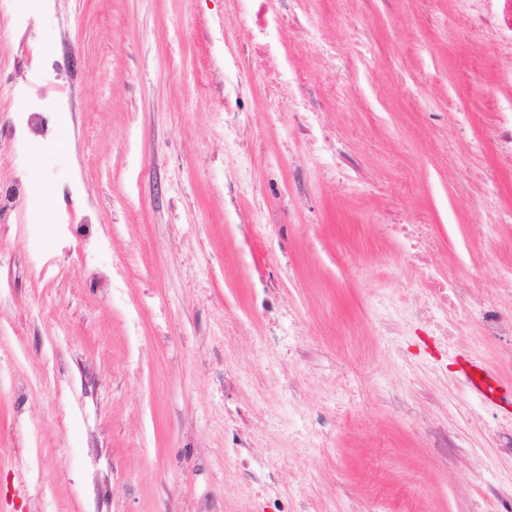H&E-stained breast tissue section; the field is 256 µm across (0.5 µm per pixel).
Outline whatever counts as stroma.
Segmentation results:
<instances>
[{"label": "stroma", "mask_w": 512, "mask_h": 512, "mask_svg": "<svg viewBox=\"0 0 512 512\" xmlns=\"http://www.w3.org/2000/svg\"><path fill=\"white\" fill-rule=\"evenodd\" d=\"M278 7L301 78L273 119L251 56L224 100V46L247 44L230 0H40L21 27L0 8V512H390L402 489L493 512L512 478L507 412L460 375L478 362L512 395V368L474 328L431 339L380 233L431 225L449 277L488 291L512 265L503 0ZM43 57L71 104L18 165L10 116ZM314 112L328 143L302 135Z\"/></svg>", "instance_id": "1"}]
</instances>
